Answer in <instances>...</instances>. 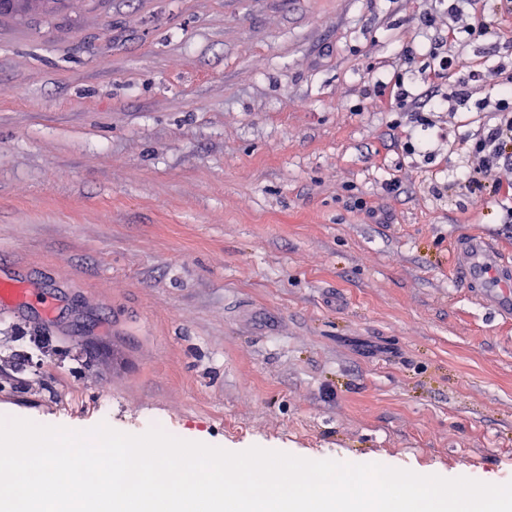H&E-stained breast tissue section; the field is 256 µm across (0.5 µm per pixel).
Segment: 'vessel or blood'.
<instances>
[{
  "instance_id": "b4317fda",
  "label": "vessel or blood",
  "mask_w": 512,
  "mask_h": 512,
  "mask_svg": "<svg viewBox=\"0 0 512 512\" xmlns=\"http://www.w3.org/2000/svg\"><path fill=\"white\" fill-rule=\"evenodd\" d=\"M451 262L458 277L479 288L484 305L512 315V262L485 237L472 234L455 240Z\"/></svg>"
}]
</instances>
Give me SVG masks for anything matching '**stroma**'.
<instances>
[{
	"instance_id": "1",
	"label": "stroma",
	"mask_w": 512,
	"mask_h": 512,
	"mask_svg": "<svg viewBox=\"0 0 512 512\" xmlns=\"http://www.w3.org/2000/svg\"><path fill=\"white\" fill-rule=\"evenodd\" d=\"M472 7L479 41L448 0L1 14L0 278L56 305L0 304V417L512 482V318L449 262L512 255V164L454 179L512 63V11ZM436 47L483 74L466 105L433 109ZM448 2H452L448 6V17L452 21H463V18H465L466 21L469 20V22H466V25L462 27L463 31H461L466 34L469 40L480 39L489 33V28L483 20L478 17H469L468 15H465L464 5L471 6L470 1L452 0Z\"/></svg>"
}]
</instances>
